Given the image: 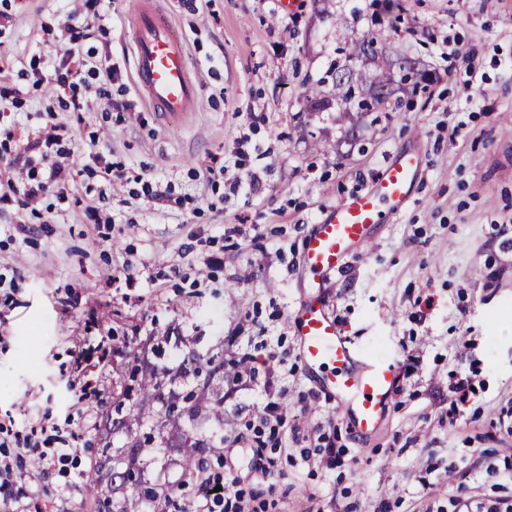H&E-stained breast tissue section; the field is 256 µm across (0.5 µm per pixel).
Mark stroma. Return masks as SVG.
Listing matches in <instances>:
<instances>
[{
  "mask_svg": "<svg viewBox=\"0 0 512 512\" xmlns=\"http://www.w3.org/2000/svg\"><path fill=\"white\" fill-rule=\"evenodd\" d=\"M189 54L199 86L192 112L164 123L138 89L130 19L136 0H0V67L22 91L0 103V454L46 419L76 434L81 466L44 481L19 461L13 492L54 512H95L87 488L102 449L119 453L153 434L142 477L179 488L193 512L197 489L179 447L190 433L253 435L267 396L289 428L342 445L337 463L317 448H265L270 477L253 453L207 455L212 473L232 471L264 512H472L512 503V337L492 323L512 316V0H157ZM90 16L83 45L111 68L112 103L87 97L80 112L58 107L61 91L34 84L30 69L67 63L69 15ZM375 38L415 64L427 89L399 112L337 121L314 110L304 84L338 60L337 26ZM488 95L470 102L479 90ZM61 129L80 175L66 197L26 206L11 193L14 158L28 141ZM246 158H238V140ZM97 141L112 179L82 175ZM419 150L420 176L406 210L374 225L323 300L344 335L397 364H412L384 429L355 438L314 375L305 371L290 316L311 281L301 242L329 207L369 186L388 159ZM239 190H230L233 179ZM165 200H158V193ZM106 206L91 212L93 194ZM287 370L266 380L271 352ZM223 353L214 388L222 415L182 416L156 429L125 395L139 366L195 390L194 358ZM249 355L256 379L237 383ZM471 381L449 412L450 389ZM80 381L96 398L95 425L76 413ZM131 408L113 429L114 404Z\"/></svg>",
  "mask_w": 512,
  "mask_h": 512,
  "instance_id": "35a3bbf8",
  "label": "stroma"
}]
</instances>
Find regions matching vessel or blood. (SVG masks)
Instances as JSON below:
<instances>
[{
	"mask_svg": "<svg viewBox=\"0 0 512 512\" xmlns=\"http://www.w3.org/2000/svg\"><path fill=\"white\" fill-rule=\"evenodd\" d=\"M132 31L134 74L151 107L168 119L192 111L198 86L184 42L171 33L168 14L141 0ZM421 166L418 153H401L384 165L370 187L339 201L312 225L303 241V261L316 287H324L326 274L346 266L354 248L367 243L373 225L404 211ZM291 322L304 366L322 372L321 388L333 399L337 414L357 436H373L395 397L397 364L359 350L320 301H310Z\"/></svg>",
	"mask_w": 512,
	"mask_h": 512,
	"instance_id": "vessel-or-blood-1",
	"label": "vessel or blood"
}]
</instances>
